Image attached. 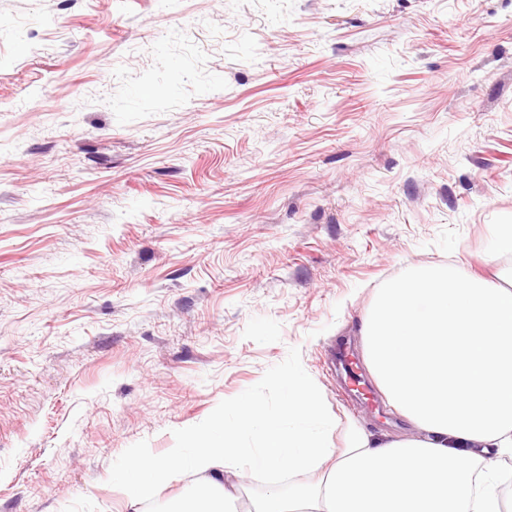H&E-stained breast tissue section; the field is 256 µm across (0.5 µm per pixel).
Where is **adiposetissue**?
Segmentation results:
<instances>
[{"label": "adipose tissue", "mask_w": 512, "mask_h": 512, "mask_svg": "<svg viewBox=\"0 0 512 512\" xmlns=\"http://www.w3.org/2000/svg\"><path fill=\"white\" fill-rule=\"evenodd\" d=\"M501 285L427 265L390 283L363 328L368 367L419 436L382 439L353 426L343 447L319 394L291 381L278 412L246 397L235 419L185 435L180 466L206 480L170 512H238L225 475L287 479L252 497L248 512H512L502 493L512 460V269ZM317 478L301 481V474ZM169 462L134 458L126 491L164 490Z\"/></svg>", "instance_id": "adipose-tissue-1"}]
</instances>
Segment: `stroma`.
<instances>
[{"label":"stroma","mask_w":512,"mask_h":512,"mask_svg":"<svg viewBox=\"0 0 512 512\" xmlns=\"http://www.w3.org/2000/svg\"><path fill=\"white\" fill-rule=\"evenodd\" d=\"M499 224L512 0H0V512H156L135 455L291 379L408 433L333 357Z\"/></svg>","instance_id":"stroma-1"}]
</instances>
